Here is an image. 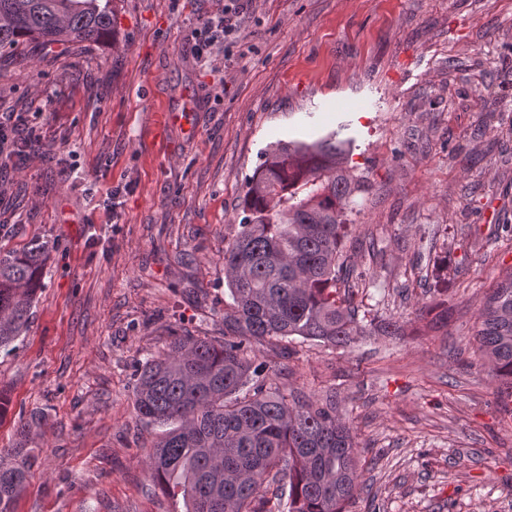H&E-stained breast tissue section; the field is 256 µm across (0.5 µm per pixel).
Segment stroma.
<instances>
[{
    "instance_id": "obj_1",
    "label": "stroma",
    "mask_w": 512,
    "mask_h": 512,
    "mask_svg": "<svg viewBox=\"0 0 512 512\" xmlns=\"http://www.w3.org/2000/svg\"><path fill=\"white\" fill-rule=\"evenodd\" d=\"M113 8V41L0 57V113L34 145L0 159V250L54 243L0 356V448L42 417L15 512H183L148 474L136 370L173 333L223 335L261 154L333 133L368 181L346 242L359 314L403 333L267 341L253 363L272 388L335 391L369 486L352 512H512V399L474 336L512 268V0H248L219 73L195 54L212 0ZM436 305L447 326L417 317Z\"/></svg>"
}]
</instances>
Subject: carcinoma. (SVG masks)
I'll use <instances>...</instances> for the list:
<instances>
[{
	"label": "carcinoma",
	"instance_id": "1",
	"mask_svg": "<svg viewBox=\"0 0 512 512\" xmlns=\"http://www.w3.org/2000/svg\"><path fill=\"white\" fill-rule=\"evenodd\" d=\"M114 31L112 0H0V53L95 45ZM335 137L280 143L264 153L243 196L247 219L224 245V337L173 336L137 369L135 410L167 426L149 449L153 481L186 512H269L266 483L288 486V512H350L363 482L358 443L336 396L309 400L268 386L248 344L300 337L349 345L364 333L345 252L348 213L366 180L346 168ZM53 246L0 251V351L27 327ZM478 350L512 396V271L478 313ZM39 417L0 449V512H14L34 464Z\"/></svg>",
	"mask_w": 512,
	"mask_h": 512
}]
</instances>
